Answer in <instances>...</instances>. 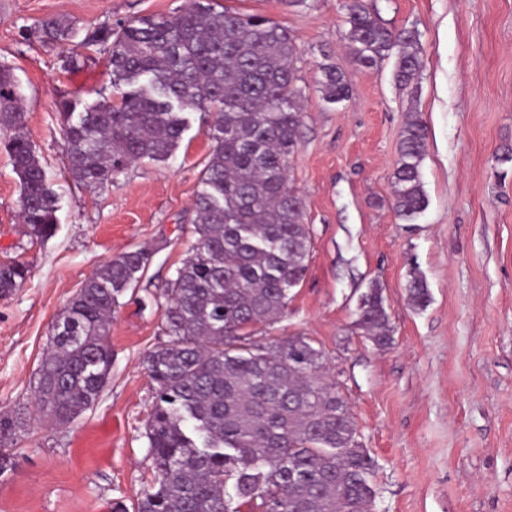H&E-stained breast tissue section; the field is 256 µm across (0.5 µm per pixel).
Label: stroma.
Here are the masks:
<instances>
[{
    "label": "stroma",
    "mask_w": 512,
    "mask_h": 512,
    "mask_svg": "<svg viewBox=\"0 0 512 512\" xmlns=\"http://www.w3.org/2000/svg\"><path fill=\"white\" fill-rule=\"evenodd\" d=\"M189 2L0 0V65L58 195L57 232L37 239L19 219V182L0 134V263L29 268L0 297V410L32 407L51 326L84 281L121 252L153 251L112 319V374L98 401L68 427L31 424L0 475V512L128 510L150 483L144 432L155 390L144 359L165 339L152 297L195 241L192 203L213 148L194 113L167 162L142 160L95 191L75 185L57 104L108 95L107 56L67 73L71 46H44L31 32L63 16L83 34ZM217 2L290 31L302 92L288 180L305 202L308 270L282 317L252 327L253 340L303 336L323 351L378 464L374 512H512V0H373L389 27L419 37L422 68L407 90L394 81L395 58L373 69L354 62L349 0ZM323 63L346 74L347 101H323ZM412 111L428 128L427 207L404 221L391 207L392 181ZM414 271L430 292L422 308L408 301ZM374 281L394 326L383 349L354 326Z\"/></svg>",
    "instance_id": "1"
}]
</instances>
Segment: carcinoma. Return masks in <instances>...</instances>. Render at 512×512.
<instances>
[{
    "instance_id": "cac0c4a2",
    "label": "carcinoma",
    "mask_w": 512,
    "mask_h": 512,
    "mask_svg": "<svg viewBox=\"0 0 512 512\" xmlns=\"http://www.w3.org/2000/svg\"><path fill=\"white\" fill-rule=\"evenodd\" d=\"M346 23L356 65L371 69L395 53V81L409 88L422 66L417 33L388 27L365 0H350ZM34 34L62 46L78 31L51 17ZM80 45L107 53L113 97L58 103L79 186L111 184L140 160L168 161L187 115L213 116L214 146L194 200L195 244L154 298L167 340L145 360L155 383L145 430L154 479L134 512H373L376 462L325 371L324 353L302 336L258 344L248 332L284 314L310 252L303 200L287 177L303 118L294 37L263 15L194 0L174 15L98 27ZM319 68L323 99L346 101L344 72L331 63ZM2 131L20 183L21 221L49 239L58 198L24 130L13 76L0 67ZM427 137L417 113L400 131L393 205L405 221L427 205ZM151 259L137 248L112 257L57 315L34 382V419L66 427L95 405L112 369V312ZM28 272L20 262L0 264V296ZM408 294L416 307L429 300L416 273ZM354 326L377 347L393 342L379 282L361 295ZM33 418L0 412V472Z\"/></svg>"
}]
</instances>
